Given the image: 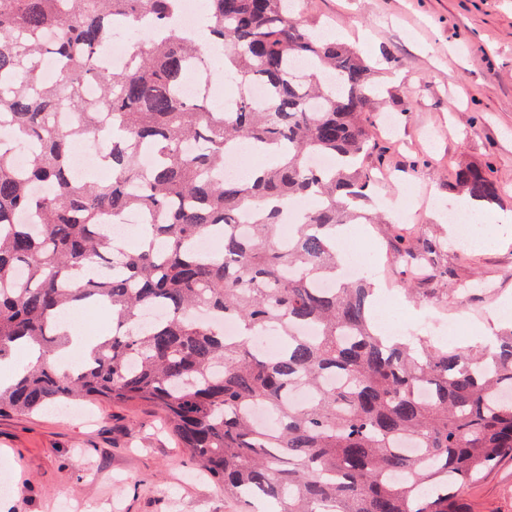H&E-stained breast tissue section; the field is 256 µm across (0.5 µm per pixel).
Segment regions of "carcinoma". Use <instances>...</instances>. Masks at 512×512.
Segmentation results:
<instances>
[{"label":"carcinoma","mask_w":512,"mask_h":512,"mask_svg":"<svg viewBox=\"0 0 512 512\" xmlns=\"http://www.w3.org/2000/svg\"><path fill=\"white\" fill-rule=\"evenodd\" d=\"M180 9L181 0H0V124L10 132L0 143V361L40 351L0 386V414L77 399L150 405L248 508L263 496L273 512H469L473 478L512 450V333L496 350L391 344L369 277L336 279V227L370 223L349 205L368 201L374 179L360 163L374 68L290 13V0H206L235 100L216 110L181 95L188 72L210 77ZM118 26L149 39L127 49L124 70L99 69L96 51ZM50 54L67 61L52 81L41 72ZM257 82L259 105L249 97ZM62 110L66 126L55 121ZM86 137L105 145L112 177L73 179L72 146ZM243 142L265 159L261 175L224 177ZM315 155L335 165L314 168ZM455 188L478 202L498 196L480 167L459 169ZM309 196L316 206L277 243L288 204ZM130 212L155 216L132 244L109 230ZM203 236L218 247L200 252ZM439 248L401 239L397 254L414 279L445 278L426 261ZM89 263L95 275L75 286ZM330 278L336 287H317ZM87 298L111 329L62 371L61 317ZM156 307L165 316L147 319ZM193 309L234 318L237 334L190 318ZM267 328L281 336L273 355L256 346ZM302 389L312 399L292 403ZM255 406L274 427L255 422ZM404 440L417 451L405 453Z\"/></svg>","instance_id":"carcinoma-1"}]
</instances>
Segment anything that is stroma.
<instances>
[{"label": "stroma", "instance_id": "35a3bbf8", "mask_svg": "<svg viewBox=\"0 0 512 512\" xmlns=\"http://www.w3.org/2000/svg\"><path fill=\"white\" fill-rule=\"evenodd\" d=\"M375 66L379 87L369 161L391 182L369 208L384 216L356 237L378 253L375 281L392 288L416 335L426 320L465 325L467 345L511 326L512 237L475 251L449 245L446 218L462 197L452 168L488 170L499 200L488 223L512 219V0H296ZM394 118L386 126L385 118ZM441 242V278L407 290L388 223ZM13 484L0 512H240L164 430L156 410L109 400L0 415V465ZM473 512H512V452L472 482Z\"/></svg>", "mask_w": 512, "mask_h": 512}]
</instances>
